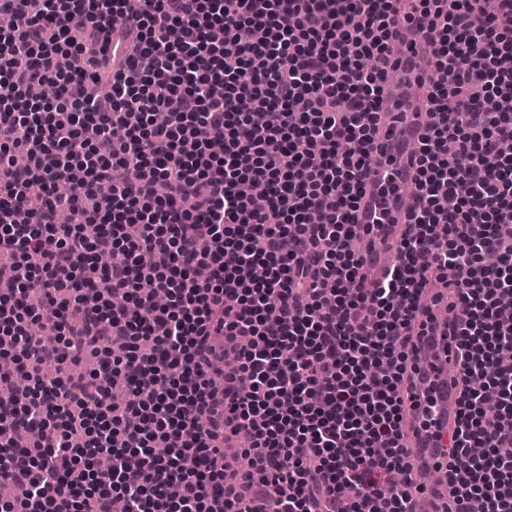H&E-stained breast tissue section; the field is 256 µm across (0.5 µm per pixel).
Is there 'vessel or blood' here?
<instances>
[{"label":"vessel or blood","instance_id":"vessel-or-blood-1","mask_svg":"<svg viewBox=\"0 0 512 512\" xmlns=\"http://www.w3.org/2000/svg\"><path fill=\"white\" fill-rule=\"evenodd\" d=\"M427 31L410 32L396 26L389 40V61L398 65L377 105L374 139L377 161L362 180L361 195L353 222L362 243L359 252L363 270L372 279L384 278L398 265L396 245L411 222L416 199L411 188L417 176V158L413 144L424 134L430 121L426 79L432 60L426 51ZM464 388L457 366H450L436 393L437 420L444 430H451L458 419L459 402ZM418 411L406 407L403 431L415 458L410 472L418 477L432 470L434 441L419 435ZM453 489L446 484L425 486L414 502V512H432L436 503L451 499Z\"/></svg>","mask_w":512,"mask_h":512}]
</instances>
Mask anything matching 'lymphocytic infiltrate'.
Returning <instances> with one entry per match:
<instances>
[{
  "instance_id": "lymphocytic-infiltrate-1",
  "label": "lymphocytic infiltrate",
  "mask_w": 512,
  "mask_h": 512,
  "mask_svg": "<svg viewBox=\"0 0 512 512\" xmlns=\"http://www.w3.org/2000/svg\"><path fill=\"white\" fill-rule=\"evenodd\" d=\"M79 2L0 0V433L40 434L0 441V512H412L403 411L447 326L455 512H512V0ZM399 23L431 33L434 120L370 285L350 219ZM54 76L65 109L33 111ZM448 374L442 378L436 398L438 401L437 421L445 430L450 431L456 424L459 414V402L464 388L462 376L454 363L452 356H449Z\"/></svg>"
}]
</instances>
